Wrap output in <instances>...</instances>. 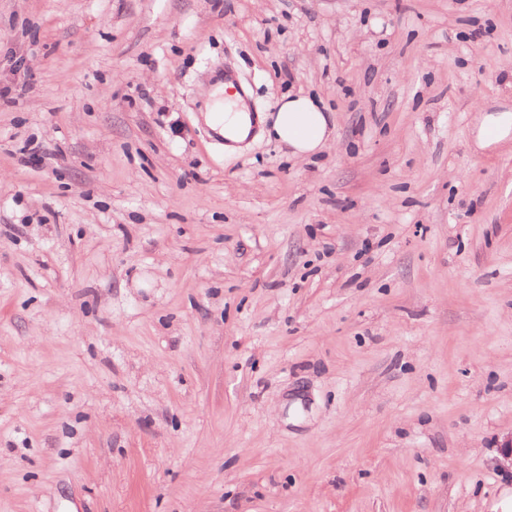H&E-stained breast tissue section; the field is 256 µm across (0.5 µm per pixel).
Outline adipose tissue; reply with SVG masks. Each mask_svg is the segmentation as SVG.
Masks as SVG:
<instances>
[{"label": "adipose tissue", "mask_w": 512, "mask_h": 512, "mask_svg": "<svg viewBox=\"0 0 512 512\" xmlns=\"http://www.w3.org/2000/svg\"><path fill=\"white\" fill-rule=\"evenodd\" d=\"M229 82L213 86L204 121L224 139L227 153H235L256 134L269 136L288 145L294 158L316 156L332 144L330 117L315 97L287 94L280 101L274 119L250 111L240 93L229 90Z\"/></svg>", "instance_id": "ef3b65f1"}]
</instances>
